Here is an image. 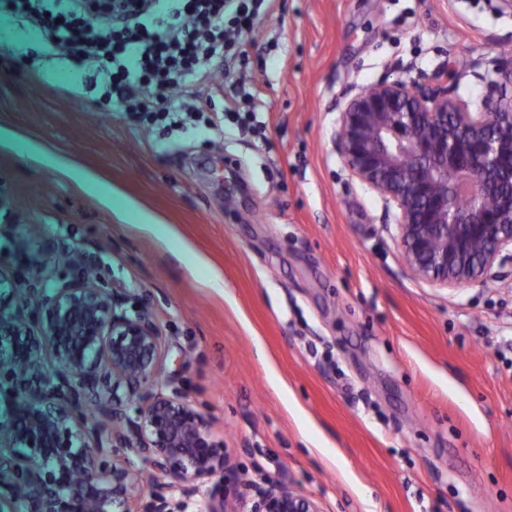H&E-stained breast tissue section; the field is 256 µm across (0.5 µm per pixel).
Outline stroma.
I'll use <instances>...</instances> for the list:
<instances>
[{"mask_svg": "<svg viewBox=\"0 0 512 512\" xmlns=\"http://www.w3.org/2000/svg\"><path fill=\"white\" fill-rule=\"evenodd\" d=\"M21 33L0 8V129L18 136L0 144V267L33 279L34 237L148 307L161 378L208 417L241 493L269 479L323 512H512V261L460 288L416 279L333 144L346 92L382 79L453 64L449 96L477 110L512 65L507 0H273L223 76L190 88L206 111L247 88L261 136L135 121ZM31 142L109 180L111 200Z\"/></svg>", "mask_w": 512, "mask_h": 512, "instance_id": "1", "label": "stroma"}]
</instances>
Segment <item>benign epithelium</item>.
Listing matches in <instances>:
<instances>
[{"label": "benign epithelium", "instance_id": "1", "mask_svg": "<svg viewBox=\"0 0 512 512\" xmlns=\"http://www.w3.org/2000/svg\"><path fill=\"white\" fill-rule=\"evenodd\" d=\"M478 112L448 85L397 78L346 97L335 146L351 177L394 207L403 261L460 287L512 258V68L495 70ZM74 261L23 289L0 267V512H172L224 472V443L180 387L158 382L163 336ZM150 470L165 482L147 490ZM150 501L139 510L145 494ZM202 512H322L277 482Z\"/></svg>", "mask_w": 512, "mask_h": 512}]
</instances>
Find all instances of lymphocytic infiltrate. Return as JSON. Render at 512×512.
<instances>
[{
  "label": "lymphocytic infiltrate",
  "mask_w": 512,
  "mask_h": 512,
  "mask_svg": "<svg viewBox=\"0 0 512 512\" xmlns=\"http://www.w3.org/2000/svg\"><path fill=\"white\" fill-rule=\"evenodd\" d=\"M266 0H169L145 11L132 5L128 23L109 28L96 0H9L10 7L41 28L49 52L66 49L93 68L109 58L104 80L116 87L138 119L165 123L174 113L171 91L214 73L235 36L251 32Z\"/></svg>",
  "instance_id": "lymphocytic-infiltrate-1"
}]
</instances>
